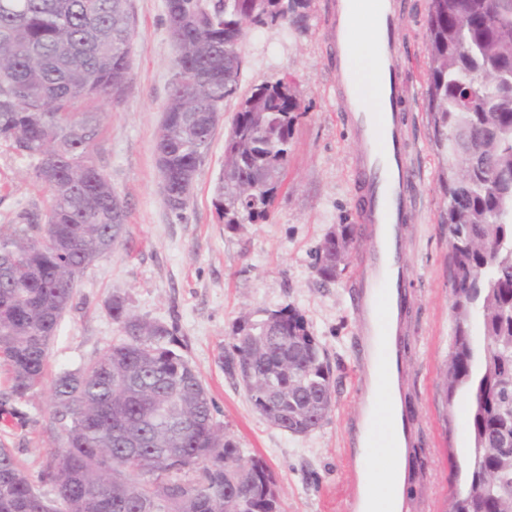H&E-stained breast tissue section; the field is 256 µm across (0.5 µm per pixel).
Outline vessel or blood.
Returning a JSON list of instances; mask_svg holds the SVG:
<instances>
[{"label":"vessel or blood","instance_id":"obj_1","mask_svg":"<svg viewBox=\"0 0 512 512\" xmlns=\"http://www.w3.org/2000/svg\"><path fill=\"white\" fill-rule=\"evenodd\" d=\"M366 20L373 34L374 80L364 92L352 64V27ZM398 18L392 0H336L326 19L340 67L336 72L338 105L358 144V239L362 251L352 283L359 345L371 375L360 380L363 395L355 416L352 444L358 448H409L412 422L404 412V334L408 303L404 292L405 243L417 197L418 172L406 152L399 102L405 92L395 40Z\"/></svg>","mask_w":512,"mask_h":512}]
</instances>
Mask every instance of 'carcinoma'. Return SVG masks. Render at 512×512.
I'll return each mask as SVG.
<instances>
[{"label": "carcinoma", "mask_w": 512, "mask_h": 512, "mask_svg": "<svg viewBox=\"0 0 512 512\" xmlns=\"http://www.w3.org/2000/svg\"><path fill=\"white\" fill-rule=\"evenodd\" d=\"M176 48L164 109L165 200L185 208L213 131L191 129L204 111L237 101L225 140L214 206L223 224L270 220L301 105L291 83L241 89L240 45L248 25H305L307 0H165ZM430 78L426 109L447 158L449 287L454 336L442 372L448 401L470 406L472 447L464 488L448 512H512V0H429ZM135 18L130 0H0V139L34 162L47 186L45 213L19 212L0 230V363L11 398L42 386L51 340L72 300L74 278L120 243L126 211L91 149L102 113L82 102L119 99L131 75ZM481 96L466 101L474 75ZM50 224L41 234L40 225ZM356 228L324 241L316 272L334 280ZM480 309L484 346L470 314ZM122 336L93 362L63 370L50 388L58 445L39 480L45 500L13 449L0 447V512H279L276 484L259 459L244 461L214 418L198 373L171 345L176 330L109 305ZM282 335L265 319L235 331L224 371L238 377L273 426L306 434L315 409L332 410L335 379L305 316L281 310Z\"/></svg>", "instance_id": "1"}]
</instances>
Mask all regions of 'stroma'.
<instances>
[{
  "mask_svg": "<svg viewBox=\"0 0 512 512\" xmlns=\"http://www.w3.org/2000/svg\"><path fill=\"white\" fill-rule=\"evenodd\" d=\"M333 0H310L303 31L284 25L249 26L241 46L242 87L277 78L294 81L303 110L292 132L287 175L265 224L218 223L215 187L224 171V143L237 111L224 105L186 208L172 212L160 192L155 137L173 80L175 50L165 0H132L136 34L125 95L99 103L102 131L92 150L127 210L125 232L112 254L77 280L72 302L51 345L47 379L95 359L121 335L108 305L126 298L135 314L175 326V349L200 374L214 415L244 459L262 460L274 475L280 512H354L356 449L347 438L360 403L357 380L366 365L357 329L348 262L336 280L315 271L325 235L354 223L359 204L353 157L357 146L339 117L336 47L324 24ZM400 71L408 92L400 104L410 158L420 171L403 258L409 269L403 401L413 420L403 512H447L451 489L465 484L449 457L470 446L469 405L447 402L441 374L453 336L448 286V228L439 175L446 159L433 143L425 111L429 82L426 16L429 0H397ZM50 193L29 161L0 140V225L28 208L49 206ZM290 306L306 318L336 379L333 409L323 426L293 435L269 424L253 407L223 357L236 327L262 309ZM27 425L0 421V446L14 449L38 476L55 439L47 389L21 402Z\"/></svg>",
  "mask_w": 512,
  "mask_h": 512,
  "instance_id": "1",
  "label": "stroma"
}]
</instances>
